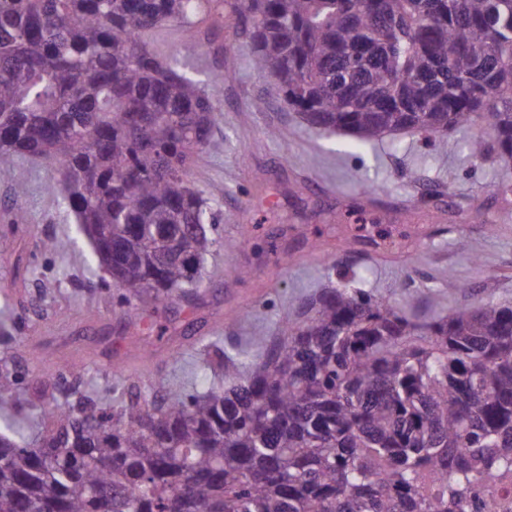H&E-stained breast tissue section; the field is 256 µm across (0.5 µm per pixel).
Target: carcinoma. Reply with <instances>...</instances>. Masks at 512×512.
I'll return each mask as SVG.
<instances>
[{
	"label": "carcinoma",
	"mask_w": 512,
	"mask_h": 512,
	"mask_svg": "<svg viewBox=\"0 0 512 512\" xmlns=\"http://www.w3.org/2000/svg\"><path fill=\"white\" fill-rule=\"evenodd\" d=\"M233 13L308 128L356 147L485 122L512 159V0H0V167L57 164L63 207L138 315L198 295L213 204L188 180L212 94L142 40ZM492 191L512 197V175ZM201 393L115 377L114 411L68 362L27 434L0 377V512H487L512 499V306L420 319L348 283L278 318L262 350L212 343Z\"/></svg>",
	"instance_id": "cac0c4a2"
}]
</instances>
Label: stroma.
<instances>
[{
	"mask_svg": "<svg viewBox=\"0 0 512 512\" xmlns=\"http://www.w3.org/2000/svg\"><path fill=\"white\" fill-rule=\"evenodd\" d=\"M196 31L193 52L176 23L144 41L216 88L220 118L188 174L216 204L219 240L197 299L130 317L61 206L58 167L22 158L0 168V371L12 376L19 416L69 358L86 362L84 387L105 403L118 373L159 394L200 391L205 344L257 350L299 298L345 279L395 303L412 293L426 317L512 306V204L488 188L497 157H469L456 133L437 150L412 131L358 149L344 134L312 131L254 69L240 28L206 18ZM11 209L22 224L5 222ZM49 238L58 250H44Z\"/></svg>",
	"mask_w": 512,
	"mask_h": 512,
	"instance_id": "1",
	"label": "stroma"
}]
</instances>
